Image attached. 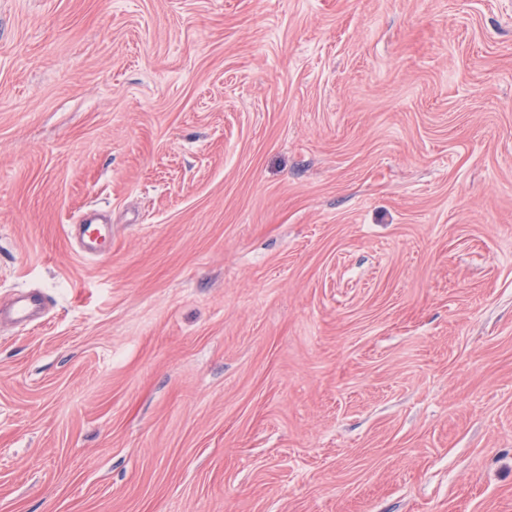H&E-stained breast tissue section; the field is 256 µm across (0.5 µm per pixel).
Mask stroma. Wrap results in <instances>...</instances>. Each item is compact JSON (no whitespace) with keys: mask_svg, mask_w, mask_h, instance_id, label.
Returning a JSON list of instances; mask_svg holds the SVG:
<instances>
[{"mask_svg":"<svg viewBox=\"0 0 512 512\" xmlns=\"http://www.w3.org/2000/svg\"><path fill=\"white\" fill-rule=\"evenodd\" d=\"M21 289L0 512H512V0H0ZM97 213L85 214L80 223L81 224H70L68 229V236L71 235L73 239H76L79 243L80 252L86 257H98L100 254L99 237L108 234L112 239V227L102 224L98 230V235L91 236L89 234V226L87 224H93L96 220ZM47 309L45 297L40 291H21L14 300L1 309V321L27 326L40 319Z\"/></svg>","mask_w":512,"mask_h":512,"instance_id":"35a3bbf8","label":"stroma"}]
</instances>
